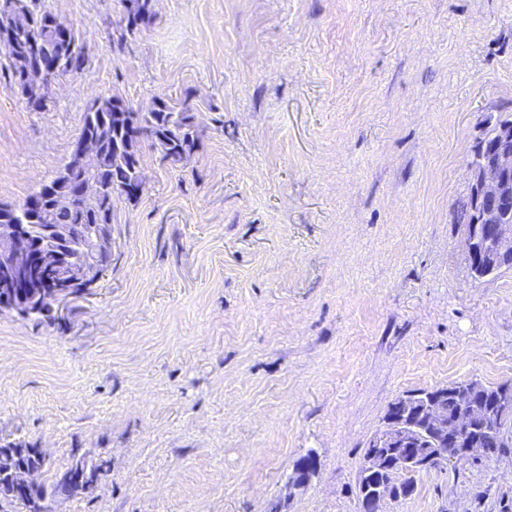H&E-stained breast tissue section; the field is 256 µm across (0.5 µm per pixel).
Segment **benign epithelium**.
I'll return each mask as SVG.
<instances>
[{"label":"benign epithelium","instance_id":"7a95c632","mask_svg":"<svg viewBox=\"0 0 512 512\" xmlns=\"http://www.w3.org/2000/svg\"><path fill=\"white\" fill-rule=\"evenodd\" d=\"M13 29L26 27L28 11L24 3L6 5L0 14ZM31 55L14 57L19 81L17 91L29 102L50 97L58 84L63 58L41 66L30 63ZM101 160L100 144L94 138H81L72 146L68 165L52 187L28 201L27 208L39 213L69 207L82 200L100 197L104 187L96 177ZM467 196L472 223L461 227V246L472 274L494 270L512 260V127L501 128L493 138L479 145V156L470 165ZM112 246V236L96 227L80 246L69 242L60 225L42 227V241L32 239L29 224L0 225V314L15 313L28 318L41 308L52 310L95 284L101 276L96 256ZM453 397L459 410L448 417L446 397ZM512 412V388H497L477 378L423 391L408 392L390 404L382 428L369 441L361 471L366 475L387 468L405 476L432 469L447 462L448 443L455 445L450 458L469 462L484 452L473 447V433L501 427ZM36 469H19L10 476L8 490L32 494L40 482ZM104 469L88 477L83 463L73 464L66 481L77 491H95ZM408 487L399 479L382 482L369 497L360 500V512H380L386 501L404 498Z\"/></svg>","mask_w":512,"mask_h":512}]
</instances>
